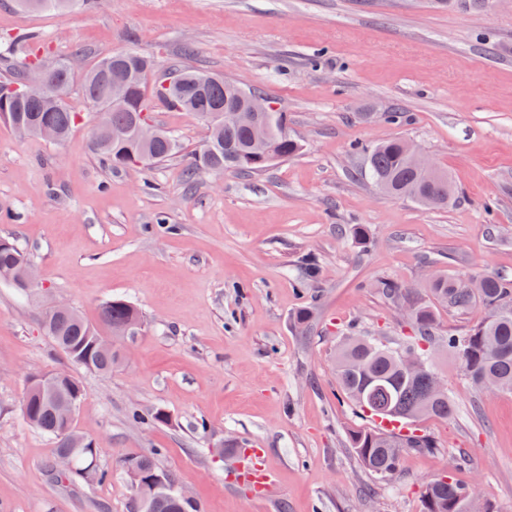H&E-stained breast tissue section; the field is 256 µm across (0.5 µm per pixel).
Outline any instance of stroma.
I'll list each match as a JSON object with an SVG mask.
<instances>
[{"label":"stroma","instance_id":"stroma-1","mask_svg":"<svg viewBox=\"0 0 512 512\" xmlns=\"http://www.w3.org/2000/svg\"><path fill=\"white\" fill-rule=\"evenodd\" d=\"M19 31L79 72L131 50L160 75L242 81L287 115L302 149L258 174L200 172L189 187L207 138L196 114L156 103L152 123L182 153L112 171L90 150L95 110L80 91L69 103L84 118L63 143L18 138L0 120V237L17 240L43 285L38 300L0 282V512H131L115 461L152 449L200 512H421L424 483L442 474L512 512V394H479L435 353L454 414L425 422L435 451H406L384 479L348 446L365 419L333 369L349 329L394 345L411 333L376 281L412 287L432 268L512 276V0H94L63 15L0 0V37ZM392 111L405 121L388 123ZM394 137L448 171L454 205L426 208L362 178V147ZM306 254L317 280L301 278ZM111 296L143 325L103 376L54 346L42 304L67 301L95 324ZM307 306L302 335L293 317ZM58 370L84 387L74 426L104 481L57 480L53 439L22 416L28 376ZM156 409L168 422L131 418ZM237 447L262 453L267 494L240 476Z\"/></svg>","mask_w":512,"mask_h":512}]
</instances>
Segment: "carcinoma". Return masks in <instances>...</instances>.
Masks as SVG:
<instances>
[{"mask_svg":"<svg viewBox=\"0 0 512 512\" xmlns=\"http://www.w3.org/2000/svg\"><path fill=\"white\" fill-rule=\"evenodd\" d=\"M18 4L29 11L61 13L73 4V0H18ZM19 43L32 45V50L14 63L10 77L0 80V86H17L8 111H1L0 118L9 123L17 120L31 128L54 127L63 141L81 121V113L66 102L52 99L47 93L38 96L24 93V71L43 62V58L39 38L27 33L8 37L0 44V51L8 54ZM115 61L132 69L153 68L149 58L125 51L99 60L82 76V95L98 112L94 126L98 138L92 142V151L110 169L160 163L182 151V144L171 131L159 130V136L148 145L142 144L133 134L132 128L140 114L151 109L150 98L176 110L200 115L224 111V79L199 90L195 81L201 72L191 69L178 70L175 77L180 80V85L174 91L162 85L149 91L144 82L136 85L124 101L114 102L105 94L104 83L112 76ZM270 135L280 158L287 159L300 152L301 144L288 132V124L273 127ZM255 136L256 129L251 123L208 126L206 145L192 157L187 174L194 177L199 171L256 173L264 170L269 162L257 153ZM364 163L366 179L386 194L430 207H445L454 197V186L446 171L438 170V176L431 179L411 169L402 139L387 140L366 150ZM28 263V257L14 240L0 237L1 281L14 283V277ZM478 281V287L463 290L458 287V278L441 272L437 279L414 292L392 280H380L378 292L408 311L413 335L396 347L379 336L354 333L344 337L339 344L334 360L339 388L356 411L379 420L377 425L358 426L348 433L350 448L369 472L379 477H392L401 468L403 449L429 451L438 447L431 435L417 428L424 420H446L453 414L448 394L439 395L433 391L434 380L438 377L431 358L435 346L446 349L448 354L460 360L467 380L478 392L489 393L497 385L512 389V279L485 274ZM437 304L456 311H468L478 304L484 315L466 333L441 337L437 335ZM139 319V311L121 297H111L102 303L99 328L89 324L77 312L59 316L48 311L43 316L46 335L70 362L103 376L112 374L120 357L115 351H98L104 343L102 330L119 336L129 323ZM405 350L420 355L425 369L414 375L406 372L400 359V352ZM47 378L60 383L55 397L64 399L72 389L77 393V399L83 398V386L76 377L58 379L56 374L49 373ZM22 412L28 423L55 440L56 449L64 448L61 421L51 398L45 396L38 403L25 400ZM156 456L157 452L151 451L117 458L119 467L128 476L135 472L160 478V485L153 491L134 490L135 512H198L196 503L178 498L175 493L177 483L158 466ZM107 476L108 471L98 464L97 449L88 441L84 452L76 457L75 471L63 479L78 477L94 482ZM421 506L422 512H492L489 503L477 499L471 490L446 474L425 483Z\"/></svg>","mask_w":512,"mask_h":512,"instance_id":"cac0c4a2","label":"carcinoma"}]
</instances>
